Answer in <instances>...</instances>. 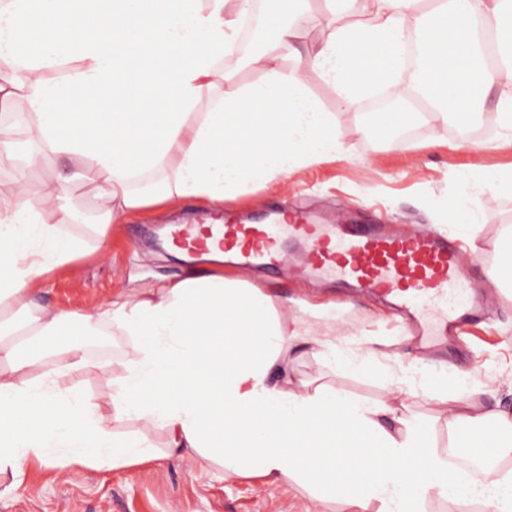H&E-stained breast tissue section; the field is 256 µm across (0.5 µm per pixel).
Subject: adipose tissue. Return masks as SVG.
I'll list each match as a JSON object with an SVG mask.
<instances>
[{
    "label": "adipose tissue",
    "mask_w": 512,
    "mask_h": 512,
    "mask_svg": "<svg viewBox=\"0 0 512 512\" xmlns=\"http://www.w3.org/2000/svg\"><path fill=\"white\" fill-rule=\"evenodd\" d=\"M287 18L275 36L293 46L320 39L305 65L342 105L396 82L407 33L421 36L422 96L437 118L469 120L484 93L499 92L501 138L512 141V0H370L368 23H348L357 0H274ZM251 0H0V61L19 80H0V102L21 96L34 122L25 152L0 143V165L37 166L44 153L82 165L95 186L99 229L125 213L183 198H224L285 180L344 153L329 112L303 76L266 51L238 83L219 68ZM161 169L149 193L131 181ZM512 192L511 171L473 166L455 208L476 215L471 180ZM67 182L54 180L40 208L25 182L0 193V474L26 462L113 469L153 459L145 438L117 434L137 420L167 435L166 451L219 463L228 478L294 482L318 502L349 512H422L434 498L475 500L512 512V471L483 482L432 444L429 428L395 404L368 405L326 385L293 381L292 355L305 339L288 328L272 296L219 271L191 269L75 315L37 305V277L83 256L64 233L76 219ZM24 315L22 326L13 316ZM106 325L128 336L111 411L79 395V375H107L111 360L88 358L71 326ZM434 402L448 417V442L511 448L512 413L480 410L466 387Z\"/></svg>",
    "instance_id": "adipose-tissue-1"
}]
</instances>
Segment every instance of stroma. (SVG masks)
Here are the masks:
<instances>
[{
	"label": "stroma",
	"mask_w": 512,
	"mask_h": 512,
	"mask_svg": "<svg viewBox=\"0 0 512 512\" xmlns=\"http://www.w3.org/2000/svg\"><path fill=\"white\" fill-rule=\"evenodd\" d=\"M305 83L326 111L335 113L342 134V160L303 168L287 180L245 194L204 204L194 198L163 207H145L109 224L98 235V211L91 185L74 180L76 165L48 155L39 168L26 171L27 202L37 206L52 178L70 176L67 201L81 219L66 225L82 238L88 252L55 268L36 290L38 302L54 311L87 313L111 299L183 277L185 262L163 247L162 228L203 222L226 212L248 221L268 218L276 207L303 212L327 223L351 215L369 224L396 230L421 224L442 232H458L476 256L471 279L486 282L500 257L496 241L512 226V193H480L477 236L469 238L448 216L457 175L479 164L493 170L512 168V144L500 141L495 94H488L472 121H433L420 112L411 130L377 135V113L368 111L369 96L337 111L335 88L315 71ZM225 276L241 278L272 295L298 331L327 334L333 351L304 346L293 366L298 376L328 384L368 403L389 401L396 382L408 395L401 401L409 413L430 424L438 448L448 445L445 416L426 397L429 386L455 393L466 381L474 402L487 409L512 411V292L495 284L486 321L467 329L465 342H449L436 351L421 350L412 329L394 326L388 305L379 298L332 281L299 279L287 268H225ZM91 357H111L108 376L79 377L81 393L102 410L112 408L113 383L123 374L127 339L104 332L76 338ZM368 355L370 370L349 363ZM20 486L0 497V512H344L341 503H318L301 487L273 489L257 478H225L221 468L197 465L179 456L157 458L129 467L92 471L80 465L64 469L25 466Z\"/></svg>",
	"instance_id": "obj_1"
}]
</instances>
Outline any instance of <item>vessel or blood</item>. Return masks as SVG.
<instances>
[{"instance_id":"1","label":"vessel or blood","mask_w":512,"mask_h":512,"mask_svg":"<svg viewBox=\"0 0 512 512\" xmlns=\"http://www.w3.org/2000/svg\"><path fill=\"white\" fill-rule=\"evenodd\" d=\"M170 240L189 255L211 249L244 267L277 268L287 238L307 244L302 274L349 284L384 297L391 311L418 326L427 339L441 331L461 336L484 314L467 262L449 234L413 230L387 235L364 224H310L287 213L265 224L225 219L221 224H180Z\"/></svg>"}]
</instances>
